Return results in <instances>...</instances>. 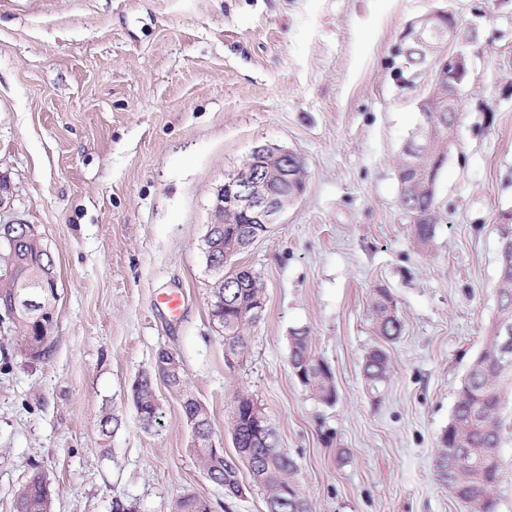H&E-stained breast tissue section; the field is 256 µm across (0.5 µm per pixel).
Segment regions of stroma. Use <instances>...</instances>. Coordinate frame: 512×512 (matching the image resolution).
I'll return each mask as SVG.
<instances>
[{
    "label": "stroma",
    "mask_w": 512,
    "mask_h": 512,
    "mask_svg": "<svg viewBox=\"0 0 512 512\" xmlns=\"http://www.w3.org/2000/svg\"><path fill=\"white\" fill-rule=\"evenodd\" d=\"M437 8L476 39L422 250L395 164L426 85L399 47ZM261 144L300 155L305 188L240 257L264 308L230 359L202 243L217 187ZM0 177L58 285L48 357L0 345V512L37 471L52 480V512L117 501L173 512L186 494L212 512H267L249 473L235 499L206 478L166 386L142 428L130 387L163 348L226 454L237 393L263 408L311 512H464L434 457L495 316L496 226L512 214V0H0ZM376 288L404 331L374 386L363 361L382 343ZM299 327L331 369L335 403L293 373ZM108 412L120 425L106 437ZM500 457L497 510L512 512V397Z\"/></svg>",
    "instance_id": "obj_1"
}]
</instances>
